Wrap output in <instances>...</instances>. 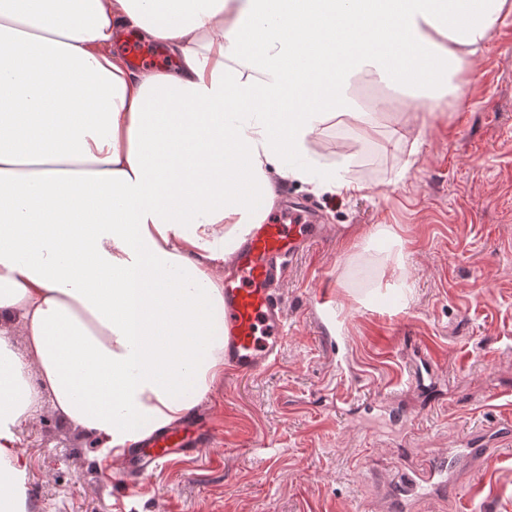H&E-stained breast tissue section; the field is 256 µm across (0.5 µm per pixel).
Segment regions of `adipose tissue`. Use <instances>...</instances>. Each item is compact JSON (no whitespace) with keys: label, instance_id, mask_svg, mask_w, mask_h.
<instances>
[{"label":"adipose tissue","instance_id":"obj_1","mask_svg":"<svg viewBox=\"0 0 512 512\" xmlns=\"http://www.w3.org/2000/svg\"><path fill=\"white\" fill-rule=\"evenodd\" d=\"M512 0H0V512L50 396L119 451L224 370V260L279 185L353 196L311 136L362 74L448 92ZM173 57L136 71L127 36ZM25 351L17 353L14 336Z\"/></svg>","mask_w":512,"mask_h":512}]
</instances>
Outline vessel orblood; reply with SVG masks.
<instances>
[{"label":"vessel or blood","mask_w":512,"mask_h":512,"mask_svg":"<svg viewBox=\"0 0 512 512\" xmlns=\"http://www.w3.org/2000/svg\"><path fill=\"white\" fill-rule=\"evenodd\" d=\"M325 225L310 208H289L282 217L254 225L224 265V368L234 375L254 374L274 366L287 339L278 288L286 263L294 254L321 238ZM216 434L205 418L191 414L185 422L159 430L125 449L110 478L135 490L161 466L174 460L205 458ZM432 472L399 471L400 491L413 492L429 482Z\"/></svg>","instance_id":"1"}]
</instances>
